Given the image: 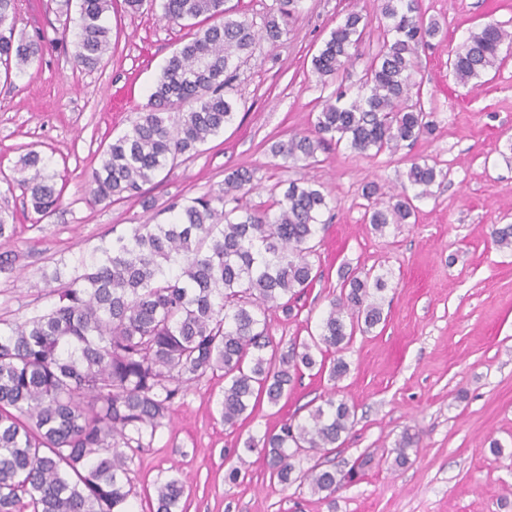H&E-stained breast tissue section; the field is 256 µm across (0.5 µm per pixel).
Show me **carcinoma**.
<instances>
[{
    "instance_id": "carcinoma-1",
    "label": "carcinoma",
    "mask_w": 512,
    "mask_h": 512,
    "mask_svg": "<svg viewBox=\"0 0 512 512\" xmlns=\"http://www.w3.org/2000/svg\"><path fill=\"white\" fill-rule=\"evenodd\" d=\"M226 0H161L162 18L183 24L203 17L205 28L173 52L131 128L103 152L88 180L92 205L144 199V186L183 157L224 131L236 115L227 96L238 69L263 40L272 44L288 32L299 0H275L261 27L233 17ZM112 0H79L73 65L97 69L111 49L108 12ZM18 0H0V65L27 72L44 48L67 40L69 28L26 39L15 37ZM379 50L355 83L324 100L309 134H294L271 146L287 167L317 163V151L343 144L353 153H395L435 130L424 108L422 83L414 80L421 51L440 32L426 18L421 0H380ZM372 19L351 11L312 57V72L326 84L348 74ZM512 34L496 23L472 33L451 66L466 85L496 66ZM448 172L413 162L409 187L384 192L371 182L369 224L378 232L406 224L413 201L432 194ZM254 174L236 169L224 186L173 203L165 224H132L129 230L82 257L68 279L55 270L58 301L22 322L0 320V512H131L128 452L170 421L175 400L194 381L211 373L224 377L221 418L231 427L247 419L265 399L288 392L302 369L329 368L341 379L349 365L339 356L358 331L383 321L378 294L386 274L346 277L330 301L318 335L282 355L273 349L266 313H292L294 303L316 279L312 240L333 199L322 185L288 181L266 207L243 202ZM10 187L29 197L36 222L59 205L45 158L36 151L19 157ZM414 194H409L408 190ZM492 241L512 249V224H494ZM323 358L316 359L315 353ZM355 424V408L330 396L302 421L248 438L260 449L271 475L288 485L308 482L331 497L337 471L317 462L294 476V459L325 454L342 443ZM416 437L403 433L394 463L409 464ZM182 482L171 478L157 489L153 512H178Z\"/></svg>"
}]
</instances>
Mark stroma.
Segmentation results:
<instances>
[{"label":"stroma","instance_id":"35a3bbf8","mask_svg":"<svg viewBox=\"0 0 512 512\" xmlns=\"http://www.w3.org/2000/svg\"><path fill=\"white\" fill-rule=\"evenodd\" d=\"M375 13V0H300L288 34L241 60L230 92L237 116L202 151L150 185L151 209L135 200L90 205L86 182L107 145L126 133L187 27L162 19L160 6L132 12L114 0L112 55L94 71L74 67L69 47L46 48L25 74L0 70V207L13 213L18 239L12 269L0 271V319L48 309L43 288L54 270L71 273L102 239L147 220L168 222L169 205L223 185L225 175L255 172L252 206L269 204L277 183L304 178L336 200L314 243L321 276L292 315L270 313L279 351L317 333L346 274H386L384 323L356 333L339 381L304 371L278 404L260 403L241 425H224L217 401L222 377L189 385L169 424L130 463L133 512H150L154 487L173 477L185 486L184 512H512V250L497 247L494 224H512V52L468 85L448 58L487 22L512 32V0H422L442 34L421 54L423 102L435 133L394 154L319 152L311 166L283 167L273 142L308 133L337 82L321 84L311 59L350 10ZM61 0H20L17 34L53 32L77 20ZM39 151L64 183L56 212L36 221L8 181L20 155ZM437 163L447 179L416 200L410 223L374 231L365 219L367 183L401 188L412 162ZM356 409V423L332 454L340 473L356 470L328 500L308 484L282 485L248 437L301 419L329 394ZM419 441L408 466L392 448L403 431ZM241 465L237 481L231 466Z\"/></svg>","mask_w":512,"mask_h":512}]
</instances>
